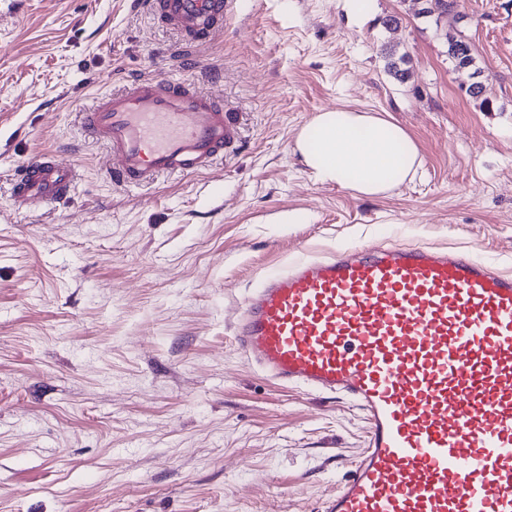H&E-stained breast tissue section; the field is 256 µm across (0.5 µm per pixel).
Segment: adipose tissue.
Returning a JSON list of instances; mask_svg holds the SVG:
<instances>
[{"instance_id": "1", "label": "adipose tissue", "mask_w": 512, "mask_h": 512, "mask_svg": "<svg viewBox=\"0 0 512 512\" xmlns=\"http://www.w3.org/2000/svg\"><path fill=\"white\" fill-rule=\"evenodd\" d=\"M296 147L323 182L380 196L413 179L423 159L410 135L388 118L349 108L317 113Z\"/></svg>"}]
</instances>
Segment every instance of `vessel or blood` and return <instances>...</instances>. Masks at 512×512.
I'll return each instance as SVG.
<instances>
[{"mask_svg": "<svg viewBox=\"0 0 512 512\" xmlns=\"http://www.w3.org/2000/svg\"><path fill=\"white\" fill-rule=\"evenodd\" d=\"M144 5L195 47L223 29L233 0ZM83 125L122 187L209 170L243 141L223 99L164 76L100 94ZM75 179L70 163L37 156L14 173L11 201L60 203ZM234 336L269 376L348 399L370 424L318 512H512V276L466 253L348 245L267 274Z\"/></svg>", "mask_w": 512, "mask_h": 512, "instance_id": "obj_1", "label": "vessel or blood"}]
</instances>
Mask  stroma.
<instances>
[{"label":"stroma","mask_w":512,"mask_h":512,"mask_svg":"<svg viewBox=\"0 0 512 512\" xmlns=\"http://www.w3.org/2000/svg\"><path fill=\"white\" fill-rule=\"evenodd\" d=\"M419 8L235 0L185 55L133 0H0V512H316L335 493L368 422L248 363L234 324L250 290L354 244L512 274V0ZM450 33L474 67L450 62ZM155 75L241 112L243 145L203 174L115 187L81 114ZM477 77L488 104L463 91ZM336 107L400 124L416 178L378 197L316 181L291 147ZM51 151L80 173L68 202L14 209L12 170Z\"/></svg>","instance_id":"35a3bbf8"}]
</instances>
